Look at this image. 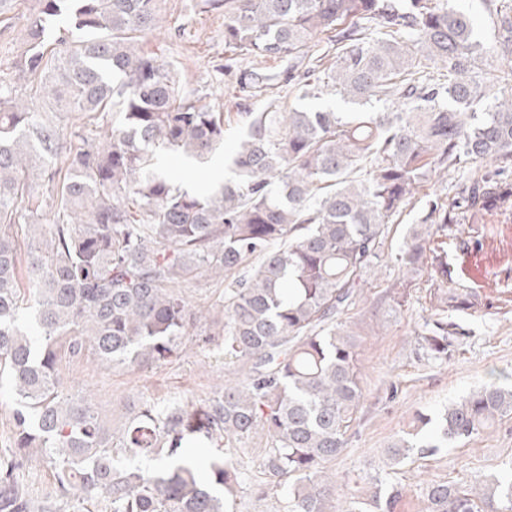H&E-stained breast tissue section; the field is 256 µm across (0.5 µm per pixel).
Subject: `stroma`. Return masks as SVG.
<instances>
[{
	"instance_id": "1",
	"label": "stroma",
	"mask_w": 512,
	"mask_h": 512,
	"mask_svg": "<svg viewBox=\"0 0 512 512\" xmlns=\"http://www.w3.org/2000/svg\"><path fill=\"white\" fill-rule=\"evenodd\" d=\"M158 2L161 26L145 36V48L173 68L185 90L223 113L225 142L233 144L244 132L242 115L253 103L243 74L255 69L284 77L288 60H255L230 52L224 46V12L207 6L205 0ZM38 8L39 0H17L0 16V71H11L19 60L27 45L28 19ZM161 158L168 171L184 176L191 188L208 187L230 176L219 155L192 168L166 151ZM466 175L461 168L433 176L403 208L391 226L377 275L345 314L359 340L364 401L346 448L329 468L352 492L373 472H380L386 484L403 493L396 512H425L428 483L470 482L478 475L501 474L512 465L511 418L470 441L425 455L415 453L392 467L386 464L388 448L413 432L419 415L436 417L443 407L485 383L512 384V213L495 210L482 223L459 225L446 244L451 260L463 272L461 284L480 288L485 301L484 308L461 318L464 337L450 360L429 358L417 345L427 316L426 276L418 277L401 311L380 304L400 276L395 253L409 225L422 222L430 198L448 195ZM229 280L204 278L185 288L184 295L217 321L224 317ZM59 368L67 391L92 398L115 427L141 402L179 400L192 405L211 397L233 374L197 336L187 338L176 356L148 370L104 363L89 351L77 360L62 359ZM247 445L249 452L241 458L247 477L238 488L235 512H275L277 494L259 493L267 484L258 466V450L265 442L254 438ZM19 482L34 504L55 496L53 472L41 456L27 458Z\"/></svg>"
}]
</instances>
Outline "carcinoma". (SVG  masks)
<instances>
[{
  "label": "carcinoma",
  "mask_w": 512,
  "mask_h": 512,
  "mask_svg": "<svg viewBox=\"0 0 512 512\" xmlns=\"http://www.w3.org/2000/svg\"><path fill=\"white\" fill-rule=\"evenodd\" d=\"M209 2L224 7L227 48L310 62L302 77L288 75L295 98L330 92L403 107L282 112L271 100L242 113L232 179L196 194L161 171L153 148L203 159L224 146V113L140 47L159 27L157 0H40L18 76L0 74V378L16 400L0 512H53L34 509L18 481L33 451L59 500L102 499L110 512H232L244 479L235 451L256 435L268 444L259 467L272 487L286 486L277 512H331V502L336 512H395L401 493L381 477L362 497L326 467L364 400L356 334L342 316L417 189L467 166L453 196L430 201L424 224L408 230L396 254L402 275L387 292L402 307L427 272L431 318L418 346L452 357L460 330L449 314L474 309L481 293L450 287L448 251L431 242L512 203V0H484L494 30L486 43L449 0ZM316 34L335 51L328 67L327 54L314 55ZM19 78L54 113L22 98ZM490 85L498 95L485 106ZM59 161L60 182L50 171ZM43 184L47 195L33 194ZM14 224L30 229L25 266ZM253 257L259 266L224 289V321L206 338L242 376L191 407L144 402L118 431L91 399L64 392L63 354L90 350L138 369L173 357L202 319L181 288ZM28 308L38 351L20 326ZM511 415L512 387L489 382L434 419L418 416L430 434L399 439L388 464L466 442ZM475 484L479 497L466 482L428 485V512H512V466Z\"/></svg>",
  "instance_id": "cac0c4a2"
}]
</instances>
